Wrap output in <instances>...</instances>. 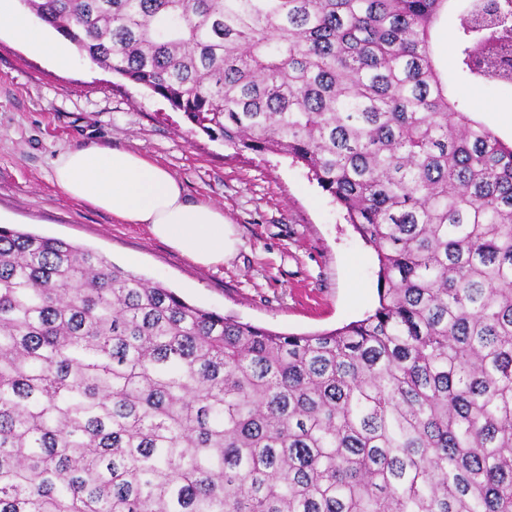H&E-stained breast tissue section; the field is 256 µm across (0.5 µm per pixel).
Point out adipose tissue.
Masks as SVG:
<instances>
[{
    "instance_id": "obj_1",
    "label": "adipose tissue",
    "mask_w": 512,
    "mask_h": 512,
    "mask_svg": "<svg viewBox=\"0 0 512 512\" xmlns=\"http://www.w3.org/2000/svg\"><path fill=\"white\" fill-rule=\"evenodd\" d=\"M1 29L57 64H68L65 40L35 28L18 0H0ZM52 170L67 197L111 213L122 223L147 225L155 239L196 265H221L235 249L223 210L190 199L174 174L140 153L68 148L57 153Z\"/></svg>"
}]
</instances>
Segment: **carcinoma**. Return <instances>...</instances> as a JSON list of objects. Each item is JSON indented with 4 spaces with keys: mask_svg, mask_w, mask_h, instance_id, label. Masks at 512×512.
<instances>
[{
    "mask_svg": "<svg viewBox=\"0 0 512 512\" xmlns=\"http://www.w3.org/2000/svg\"><path fill=\"white\" fill-rule=\"evenodd\" d=\"M213 139L308 168L379 306L283 334L0 226V512H512V144L448 98L449 0H24ZM458 71L512 86V0ZM465 1L457 0L452 2L453 7L447 9L440 22L435 26L432 31V45L437 58L440 69L448 75L453 74L455 67V53L452 41L450 39V31L454 28L457 22V16L461 12ZM448 42L450 48L448 49Z\"/></svg>",
    "mask_w": 512,
    "mask_h": 512,
    "instance_id": "1",
    "label": "carcinoma"
}]
</instances>
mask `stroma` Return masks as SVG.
Masks as SVG:
<instances>
[{"label": "stroma", "instance_id": "35a3bbf8", "mask_svg": "<svg viewBox=\"0 0 512 512\" xmlns=\"http://www.w3.org/2000/svg\"><path fill=\"white\" fill-rule=\"evenodd\" d=\"M455 92L512 144V87ZM147 153L191 198L219 205L238 244L223 265L193 264L146 225L66 197L51 163L66 147ZM0 221L92 248L186 301L290 334L361 320L379 302L378 260L344 210L291 157L208 137L152 91L73 55L68 68L0 32Z\"/></svg>", "mask_w": 512, "mask_h": 512}]
</instances>
